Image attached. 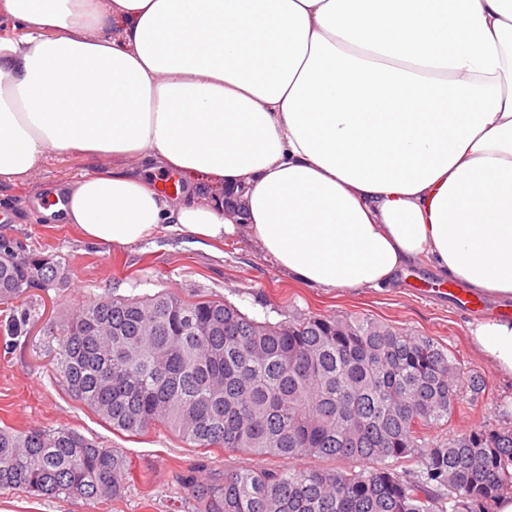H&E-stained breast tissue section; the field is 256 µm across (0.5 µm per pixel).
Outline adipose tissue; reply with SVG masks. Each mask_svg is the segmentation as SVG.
<instances>
[{
  "label": "adipose tissue",
  "mask_w": 512,
  "mask_h": 512,
  "mask_svg": "<svg viewBox=\"0 0 512 512\" xmlns=\"http://www.w3.org/2000/svg\"><path fill=\"white\" fill-rule=\"evenodd\" d=\"M0 181L91 159L66 223L246 231L311 288L427 260L512 304V0H0ZM179 174L198 194L160 193ZM512 380V319L471 323Z\"/></svg>",
  "instance_id": "ef3b65f1"
}]
</instances>
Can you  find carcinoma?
<instances>
[{"mask_svg":"<svg viewBox=\"0 0 512 512\" xmlns=\"http://www.w3.org/2000/svg\"><path fill=\"white\" fill-rule=\"evenodd\" d=\"M62 279L53 258L0 239L1 305ZM31 318L11 319L10 335ZM48 355L114 430L161 424L194 448L283 461L180 478L193 512H488L512 494V429L440 435L461 400L457 364L377 321L273 323L206 295L107 297L72 309ZM303 457L344 466L292 465ZM129 477L119 450L74 429L0 427V490L91 501L119 497Z\"/></svg>","mask_w":512,"mask_h":512,"instance_id":"1","label":"carcinoma"}]
</instances>
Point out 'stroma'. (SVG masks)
<instances>
[{
	"instance_id": "stroma-1",
	"label": "stroma",
	"mask_w": 512,
	"mask_h": 512,
	"mask_svg": "<svg viewBox=\"0 0 512 512\" xmlns=\"http://www.w3.org/2000/svg\"><path fill=\"white\" fill-rule=\"evenodd\" d=\"M90 168L79 153L55 152L36 165L26 183L0 185V236L26 253L53 256L65 273L63 282L34 296L29 335L9 334L10 312L0 305V426L77 430L101 446L123 452L132 475L121 498L114 501L1 490L0 512H187L176 474L190 473L205 482L224 470L256 464L245 453L189 447L160 425L141 436L113 430L76 400L46 347L79 296L90 301L159 292L186 298L204 294L273 322L299 315L370 318L441 346L458 362L459 384H466L474 373L484 377L476 408L457 409L444 434H462L475 426L512 429V382L498 378L471 342L468 324L476 320V313L453 308L442 295H423L415 289V280L437 279L427 262L408 267L391 288L327 292L288 280L244 232L221 243L160 232L130 247L103 246L86 240L75 225L45 222L34 205L40 193L61 188Z\"/></svg>"
}]
</instances>
